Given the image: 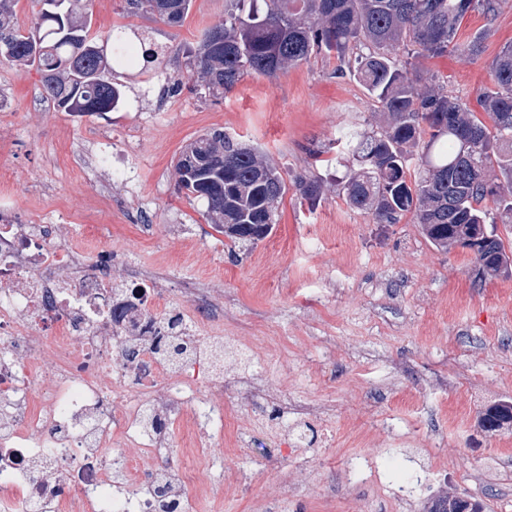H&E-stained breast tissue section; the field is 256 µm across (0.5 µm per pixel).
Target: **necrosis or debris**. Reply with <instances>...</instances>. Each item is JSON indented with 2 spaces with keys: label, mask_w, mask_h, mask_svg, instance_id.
Segmentation results:
<instances>
[{
  "label": "necrosis or debris",
  "mask_w": 512,
  "mask_h": 512,
  "mask_svg": "<svg viewBox=\"0 0 512 512\" xmlns=\"http://www.w3.org/2000/svg\"><path fill=\"white\" fill-rule=\"evenodd\" d=\"M224 321L173 306L54 224L0 225V512H190L182 453L221 471ZM183 347L181 360L168 357Z\"/></svg>",
  "instance_id": "obj_1"
}]
</instances>
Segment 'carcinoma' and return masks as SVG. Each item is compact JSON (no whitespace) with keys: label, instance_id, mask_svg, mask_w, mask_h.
I'll use <instances>...</instances> for the list:
<instances>
[{"label":"carcinoma","instance_id":"cac0c4a2","mask_svg":"<svg viewBox=\"0 0 512 512\" xmlns=\"http://www.w3.org/2000/svg\"><path fill=\"white\" fill-rule=\"evenodd\" d=\"M28 30L14 25L18 0H0L4 60L34 67L60 112L104 114L120 106V86L107 76L104 50L90 36L87 0H38ZM160 18L180 25L192 0H168ZM501 0H232L224 21L208 28L188 67L208 93L222 97L252 75H273L306 63L314 54L338 60L334 75L353 78L375 102V129L342 134L359 168L342 177L347 204L377 224H397L411 214L435 248L473 253L486 277H512V250L497 225L512 224V42L491 64L492 83L471 109L435 76L410 77L422 58L457 52L479 57L491 29L459 40L465 18L493 21ZM415 168H410L412 156ZM186 197L206 204L209 223L224 228L238 248L264 240L277 223L287 185L258 148L221 129L187 144L174 166ZM300 200L314 205L319 176L297 181ZM490 202L493 208L485 206ZM483 432L512 424V402L479 415ZM481 499L443 495L428 512H487Z\"/></svg>","mask_w":512,"mask_h":512}]
</instances>
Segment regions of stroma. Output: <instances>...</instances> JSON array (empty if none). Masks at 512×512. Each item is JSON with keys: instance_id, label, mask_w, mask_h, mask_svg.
Here are the masks:
<instances>
[{"instance_id": "obj_1", "label": "stroma", "mask_w": 512, "mask_h": 512, "mask_svg": "<svg viewBox=\"0 0 512 512\" xmlns=\"http://www.w3.org/2000/svg\"><path fill=\"white\" fill-rule=\"evenodd\" d=\"M229 5L193 0L172 26L130 14L127 0H90L104 51L118 32L163 50L148 67L112 60L124 101L102 116L55 110L35 69L0 59V220L64 225L92 256L155 277L171 304L206 288L223 309L225 372L262 374L270 392L225 393L237 446L222 481L186 485L195 512H424L448 493L512 512V428L487 436L477 425L480 411L512 401V278L481 281L469 251L435 249L409 215L374 223L336 188L302 204L297 179L343 175L340 136L370 121L373 106L322 56L209 96L185 51ZM491 27L479 59H424L418 77H447L475 104L512 41V0ZM174 78L180 91L168 89ZM213 129L257 147L288 186L256 245L230 249L204 202L176 189L182 148ZM376 448L378 477L350 472ZM434 469L431 494L397 498Z\"/></svg>"}]
</instances>
